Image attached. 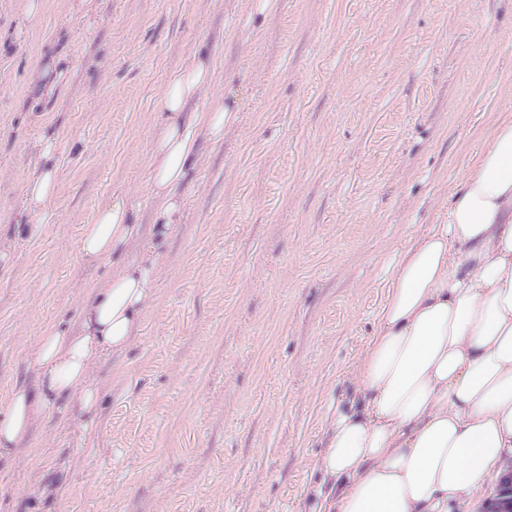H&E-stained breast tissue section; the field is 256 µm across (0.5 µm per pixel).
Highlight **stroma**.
I'll list each match as a JSON object with an SVG mask.
<instances>
[{
  "label": "stroma",
  "instance_id": "obj_1",
  "mask_svg": "<svg viewBox=\"0 0 512 512\" xmlns=\"http://www.w3.org/2000/svg\"><path fill=\"white\" fill-rule=\"evenodd\" d=\"M254 3L44 0L27 22L0 0V397L111 278L79 254L96 209L123 200L151 236L168 72L205 47L207 106H240L188 172L139 336L95 366L94 412L36 421L0 461V512H307L394 260L512 114V0ZM47 164L59 193L30 228ZM59 192V178L55 168L47 167L29 178L23 187L25 209L31 219L42 217Z\"/></svg>",
  "mask_w": 512,
  "mask_h": 512
}]
</instances>
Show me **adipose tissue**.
<instances>
[{
	"mask_svg": "<svg viewBox=\"0 0 512 512\" xmlns=\"http://www.w3.org/2000/svg\"><path fill=\"white\" fill-rule=\"evenodd\" d=\"M213 83L202 48L168 74L155 101L168 122L148 180L158 203L155 236L143 239L121 200L83 225V258L118 259L136 240L140 257L98 285L78 330L44 328L28 360L34 381L0 398V459L59 405L75 399L93 411L94 365L125 351L139 332L156 295L159 251L182 217L186 171L201 140L222 142L238 120L237 108L201 107ZM58 192L55 168L29 178L31 218ZM325 427L310 512H448L512 464V118L495 122L436 223L402 251L351 386L330 406Z\"/></svg>",
	"mask_w": 512,
	"mask_h": 512,
	"instance_id": "adipose-tissue-1",
	"label": "adipose tissue"
}]
</instances>
